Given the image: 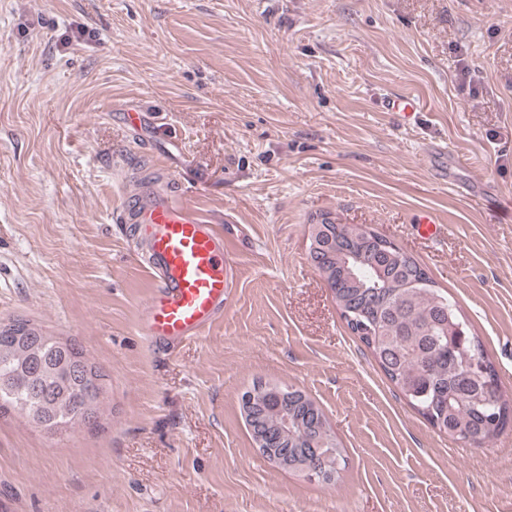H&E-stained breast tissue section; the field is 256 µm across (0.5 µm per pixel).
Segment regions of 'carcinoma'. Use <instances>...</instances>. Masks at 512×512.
<instances>
[{
    "instance_id": "carcinoma-1",
    "label": "carcinoma",
    "mask_w": 512,
    "mask_h": 512,
    "mask_svg": "<svg viewBox=\"0 0 512 512\" xmlns=\"http://www.w3.org/2000/svg\"><path fill=\"white\" fill-rule=\"evenodd\" d=\"M363 255L336 257L329 279L347 327L409 404L430 425L455 441L481 447L512 425V401L498 390L497 371L466 372L467 356L483 355L482 343L469 334L465 320L425 269L383 236L359 237ZM288 394V445L274 448L267 460L288 458V471L300 476L307 461L322 456L329 475L340 478L342 449L322 408L304 391L272 383L254 408V428L276 437L283 420L281 395ZM106 394V374L81 348L27 321L0 323V415L27 417L50 435L80 425L94 426Z\"/></svg>"
}]
</instances>
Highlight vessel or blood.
I'll list each match as a JSON object with an SVG mask.
<instances>
[{
    "label": "vessel or blood",
    "instance_id": "b4317fda",
    "mask_svg": "<svg viewBox=\"0 0 512 512\" xmlns=\"http://www.w3.org/2000/svg\"><path fill=\"white\" fill-rule=\"evenodd\" d=\"M120 221L140 244L151 279L137 326L155 348L200 336L223 317L231 246L184 192L139 181L124 197Z\"/></svg>",
    "mask_w": 512,
    "mask_h": 512
}]
</instances>
